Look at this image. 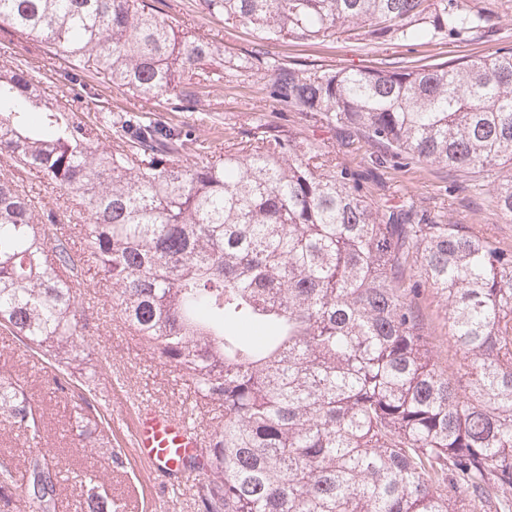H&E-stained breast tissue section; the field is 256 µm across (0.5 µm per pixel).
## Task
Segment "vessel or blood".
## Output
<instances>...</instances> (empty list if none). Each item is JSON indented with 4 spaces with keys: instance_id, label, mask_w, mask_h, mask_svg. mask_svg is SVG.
Masks as SVG:
<instances>
[{
    "instance_id": "obj_1",
    "label": "vessel or blood",
    "mask_w": 512,
    "mask_h": 512,
    "mask_svg": "<svg viewBox=\"0 0 512 512\" xmlns=\"http://www.w3.org/2000/svg\"><path fill=\"white\" fill-rule=\"evenodd\" d=\"M200 430L193 427L187 414L138 405L131 430L134 455L148 464L154 474L165 480L190 478L184 461L193 449L202 447Z\"/></svg>"
}]
</instances>
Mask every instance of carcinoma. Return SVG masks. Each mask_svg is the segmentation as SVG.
Masks as SVG:
<instances>
[{
	"label": "carcinoma",
	"instance_id": "obj_1",
	"mask_svg": "<svg viewBox=\"0 0 512 512\" xmlns=\"http://www.w3.org/2000/svg\"><path fill=\"white\" fill-rule=\"evenodd\" d=\"M262 40L377 42L482 30L459 0H201ZM132 97L194 108L224 83L212 41L182 36L148 0H0V30ZM275 103L359 132L400 164L492 179L512 216V48L408 70L306 72L263 54ZM112 138V148L103 140ZM0 155L76 202L85 250L50 235L53 213L0 177V326L54 361L60 395L84 352L73 277L92 265L112 309L151 354L216 402L221 419L186 460L198 512H512V251L414 206L374 207L359 173L255 119L224 150L134 109L88 116L0 69ZM448 306L459 357L443 372L419 311ZM0 418L41 439L44 411L0 378ZM58 476L31 455L0 462V512H56ZM86 512H112L85 477Z\"/></svg>",
	"mask_w": 512,
	"mask_h": 512
}]
</instances>
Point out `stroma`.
Listing matches in <instances>:
<instances>
[{
  "label": "stroma",
  "mask_w": 512,
  "mask_h": 512,
  "mask_svg": "<svg viewBox=\"0 0 512 512\" xmlns=\"http://www.w3.org/2000/svg\"><path fill=\"white\" fill-rule=\"evenodd\" d=\"M156 8L168 14L180 31L210 38L224 50L225 59L255 52L261 42L248 29L224 24L202 11L200 0H154ZM470 6L486 9L490 16L484 30L465 37L442 38L421 44L368 41L362 32L337 35L324 41L285 40L268 49L281 61L303 69H336L403 66L419 68L451 59L475 58L512 47V0H469ZM27 62L37 71L45 94L71 103L75 93L65 88L58 73L64 61L45 65L41 58L27 56L22 39L0 33V65ZM118 111L136 108L152 113L165 123L194 130L202 137L229 139L250 128L254 114H263L275 127L292 130L303 139L335 152L339 162L355 168L376 203L389 206L413 205L429 217L445 224H474L487 231L501 245L512 248V217L505 216L490 201L491 185L480 178L453 180L447 169L424 162L397 166L393 162L375 164L383 155L381 146L354 138L352 132L315 122L292 109L273 103L264 82L250 70H228L224 86L206 97L199 112L175 111L168 101H138L123 88L102 84L98 94L83 99L84 111L98 107ZM9 175L30 195L39 210L56 213L59 223L68 224L71 201L60 189L47 183L33 170L11 167L0 157V175ZM78 304L86 314L83 331L87 349L69 371L74 379L85 381L94 375V386L101 403V414L109 424L114 447H123L128 434L129 398L144 400L173 409L192 406L191 389L172 367L152 358L137 337L130 335L112 315V287L95 272H83L76 286ZM420 306L438 346L442 369L457 368L454 350L448 341L447 306L442 297L424 292ZM54 366L26 352L8 332L0 330V376H20L28 391L44 408L46 431L40 442H33L20 429L0 420V458L22 467L35 452L49 451L60 473L57 512H84L79 474L93 471L99 476L123 512H197L195 484L183 482L178 489L161 492L158 479L139 460L127 461L124 468H113L108 455L86 458L85 450L97 443L94 427L79 428L75 404L59 397L48 382Z\"/></svg>",
  "instance_id": "stroma-1"
}]
</instances>
